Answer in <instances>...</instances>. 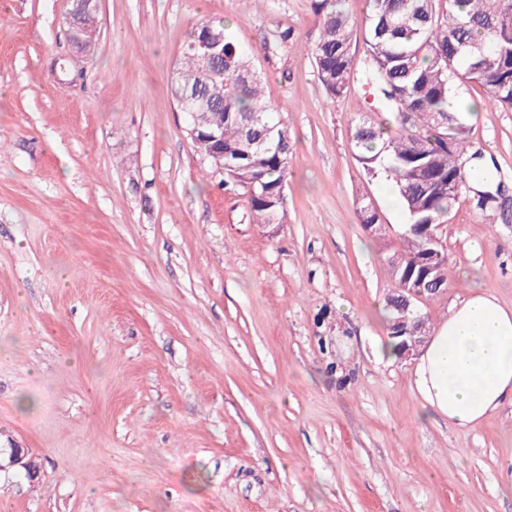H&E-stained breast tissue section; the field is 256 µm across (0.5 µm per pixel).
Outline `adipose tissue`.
<instances>
[{"instance_id": "ef3b65f1", "label": "adipose tissue", "mask_w": 512, "mask_h": 512, "mask_svg": "<svg viewBox=\"0 0 512 512\" xmlns=\"http://www.w3.org/2000/svg\"><path fill=\"white\" fill-rule=\"evenodd\" d=\"M422 411L459 428L512 404V308L473 291L454 303L416 368Z\"/></svg>"}]
</instances>
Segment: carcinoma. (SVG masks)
Listing matches in <instances>:
<instances>
[{
    "label": "carcinoma",
    "mask_w": 512,
    "mask_h": 512,
    "mask_svg": "<svg viewBox=\"0 0 512 512\" xmlns=\"http://www.w3.org/2000/svg\"><path fill=\"white\" fill-rule=\"evenodd\" d=\"M319 19L310 48L319 81L330 98L346 94L353 79L355 20L347 0H312ZM364 17L366 67L376 98L400 127L395 137L363 117L353 128L356 159L380 173L400 196L407 216L401 251L387 258L394 289L386 297L385 320L399 316L393 300L416 293L431 297V278L448 279V256L437 225L458 199L477 191V205L496 200L500 172L483 171L486 186L470 183V126L448 110L456 87L476 83L488 90L486 104L512 107V0H368ZM224 35V186L247 197L255 224L286 223L285 190L292 157L288 126L264 94L262 77L224 21L198 31ZM197 59L182 51L178 67L190 89L197 84Z\"/></svg>",
    "instance_id": "cac0c4a2"
}]
</instances>
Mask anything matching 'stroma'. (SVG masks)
Returning <instances> with one entry per match:
<instances>
[{
	"instance_id": "stroma-1",
	"label": "stroma",
	"mask_w": 512,
	"mask_h": 512,
	"mask_svg": "<svg viewBox=\"0 0 512 512\" xmlns=\"http://www.w3.org/2000/svg\"><path fill=\"white\" fill-rule=\"evenodd\" d=\"M67 9L0 0V448L43 468L0 472L7 512H512V405L471 429L421 416L415 359L379 356L406 216L355 158L372 89L319 81L311 0H100L87 53ZM218 19L292 133L283 224L252 223L172 93ZM456 96L502 186L438 229L431 329L476 286L512 307V108ZM2 451L0 449V471L8 467L19 466L26 469L27 473L35 478L40 476V467L29 456L28 448L12 447L9 452V463L4 465L1 460Z\"/></svg>"
}]
</instances>
